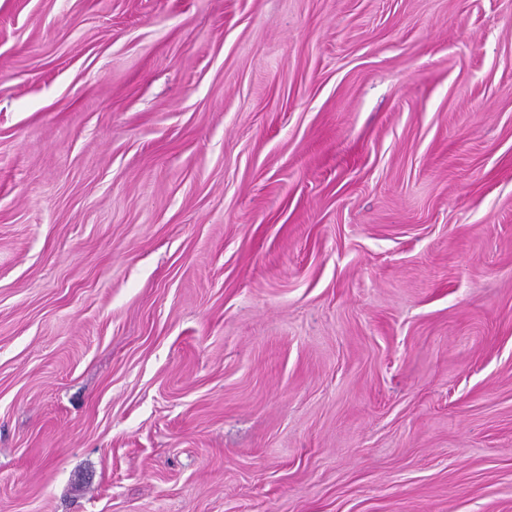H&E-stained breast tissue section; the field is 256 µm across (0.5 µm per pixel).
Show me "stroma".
<instances>
[{
	"mask_svg": "<svg viewBox=\"0 0 512 512\" xmlns=\"http://www.w3.org/2000/svg\"><path fill=\"white\" fill-rule=\"evenodd\" d=\"M0 512H512V0H0Z\"/></svg>",
	"mask_w": 512,
	"mask_h": 512,
	"instance_id": "1",
	"label": "stroma"
}]
</instances>
